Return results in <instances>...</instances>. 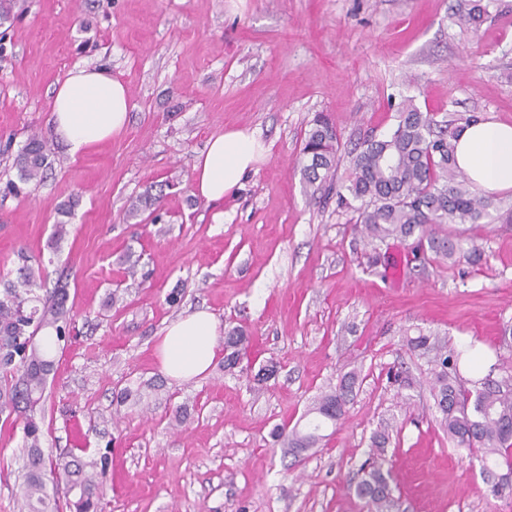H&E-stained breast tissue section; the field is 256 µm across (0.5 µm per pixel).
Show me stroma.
<instances>
[{
	"label": "stroma",
	"mask_w": 512,
	"mask_h": 512,
	"mask_svg": "<svg viewBox=\"0 0 512 512\" xmlns=\"http://www.w3.org/2000/svg\"><path fill=\"white\" fill-rule=\"evenodd\" d=\"M476 5L481 24H462ZM12 14L0 42V277L15 279L18 252L49 253L48 283L69 284L72 337L54 352L42 448L59 457L82 434L90 450L110 448L102 512H368L355 486L383 424L395 512H512L449 442L427 365L406 343L423 333L473 352L468 379L512 356L501 340L512 191L493 195L492 223L469 227L481 264L414 267L392 242L372 266L351 213L336 195H305L299 165L318 112L336 126L340 180L404 96L440 118L512 124V0H13ZM77 64L109 69L132 110L121 134L74 157L50 109ZM230 129L255 131L270 151L213 205L196 196L192 167ZM34 134L50 166L24 183L13 158ZM161 182V220L130 217V199ZM130 250L148 277L110 303ZM200 309L220 331L243 326L256 365L279 363L275 380L254 384L220 358L186 382L164 376V328ZM392 367L408 384L389 382ZM353 372L354 399L315 448L297 457L273 443L274 425L300 422ZM149 382L144 404L114 408V392ZM188 398L200 413L174 421L169 402ZM24 445L21 427L0 424V512L20 510Z\"/></svg>",
	"instance_id": "35a3bbf8"
}]
</instances>
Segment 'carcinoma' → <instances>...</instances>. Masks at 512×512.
I'll return each mask as SVG.
<instances>
[{"label":"carcinoma","mask_w":512,"mask_h":512,"mask_svg":"<svg viewBox=\"0 0 512 512\" xmlns=\"http://www.w3.org/2000/svg\"><path fill=\"white\" fill-rule=\"evenodd\" d=\"M461 129L422 111L414 99H405L397 108L393 129L360 144L347 177L338 185L339 138L331 120L319 114L300 150L303 187L312 196L336 191L339 204L352 210L360 234L375 247L390 239H410L416 256L431 252L452 259L461 255L478 264L482 251L464 248L461 226L490 223L494 204L474 189L456 165L454 141ZM46 161L45 143L33 135L15 156L13 167L20 180L39 181ZM162 199L163 190L155 193L150 187L130 201L129 213L156 215ZM18 258L22 265L16 280L0 283V415L6 423L23 426L26 458L21 512H59L62 484L77 493L69 502L73 512H101L105 456L86 462L71 452L50 460L41 448L42 405L55 366L52 349L68 340V283L59 279L49 288L42 267L29 265L22 251ZM140 259L132 251L127 254L125 281L130 288L140 286ZM249 343L250 336L241 327L225 332L224 370H251L249 365L241 366ZM408 346L428 357L433 376L430 393L448 440L477 458L494 495L511 496L512 484L505 477L512 473V361L492 365L467 387L458 382L462 353L450 354L422 335L408 339ZM356 383L357 376L349 374L321 394L304 414L307 430L290 428L285 422L275 426L271 437L295 453L314 447L323 439L322 426L336 423L343 414ZM384 464L380 454L368 458L355 487L370 512H392L395 506Z\"/></svg>","instance_id":"1"}]
</instances>
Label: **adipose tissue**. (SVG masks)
Segmentation results:
<instances>
[{"instance_id": "1", "label": "adipose tissue", "mask_w": 512, "mask_h": 512, "mask_svg": "<svg viewBox=\"0 0 512 512\" xmlns=\"http://www.w3.org/2000/svg\"><path fill=\"white\" fill-rule=\"evenodd\" d=\"M129 110V94L121 81L104 69L78 65L57 85L51 117L56 134L75 156L119 133ZM268 151L253 131L231 130L211 137L193 166L198 196L223 201L256 171ZM455 159L478 190H512V125L485 121L464 127L456 141ZM219 336V323L210 312L179 315L163 333L162 371L176 380L204 374L217 356Z\"/></svg>"}]
</instances>
